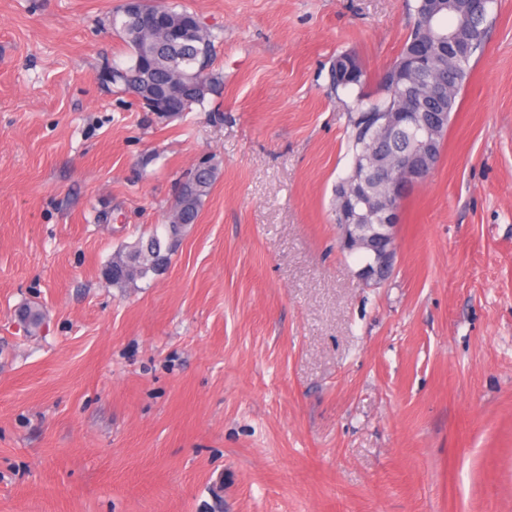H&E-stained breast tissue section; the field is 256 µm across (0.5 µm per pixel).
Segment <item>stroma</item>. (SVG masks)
I'll use <instances>...</instances> for the list:
<instances>
[{"instance_id":"1","label":"stroma","mask_w":512,"mask_h":512,"mask_svg":"<svg viewBox=\"0 0 512 512\" xmlns=\"http://www.w3.org/2000/svg\"><path fill=\"white\" fill-rule=\"evenodd\" d=\"M147 2L216 33L204 106L104 81L124 0H0V512H512V0L378 286L338 248L330 70L376 82L407 0ZM154 233L164 269L104 278ZM211 180L210 171L203 168L198 170L195 177L184 186L177 204L178 218L172 222V228L178 224H191L195 221L202 197L205 196Z\"/></svg>"}]
</instances>
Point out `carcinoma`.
Returning <instances> with one entry per match:
<instances>
[{
    "mask_svg": "<svg viewBox=\"0 0 512 512\" xmlns=\"http://www.w3.org/2000/svg\"><path fill=\"white\" fill-rule=\"evenodd\" d=\"M430 0H416L413 23L404 42L400 55H408L409 45L420 37L425 27H430L434 38L454 32L468 40L469 54L460 58L453 54L443 56L445 50L433 45L435 54L429 67L422 69L425 80L433 90L441 94L436 109L452 112L457 106L460 93L471 71V61L482 53L488 30V12L483 10L480 0H468L448 8L443 0L436 14L427 18ZM147 12L160 11L162 15L152 30L141 29L136 20L120 12L112 18V27L122 34L131 55L130 64L125 67H112L105 73V80L112 84L129 87L130 78L139 79L137 94L146 100V89L183 83L191 86L190 92L177 105L176 111L189 112L195 106H202L212 94L220 77L210 70L217 35L210 30L195 25L194 14L175 6H142ZM331 86L334 92L345 99L341 104L347 112L346 137L352 154L356 155L370 148V137L379 121L381 113L394 109L396 98L390 92L375 86L366 90V73L357 69L356 76L344 77L342 73L331 72ZM211 184V173L203 168L187 183L179 197L176 221L172 225L191 224L198 216L202 197ZM168 259L161 239L153 234L147 240H138L130 249L118 254L115 263L127 267L110 282L122 285L137 278H144L150 272L163 267Z\"/></svg>",
    "mask_w": 512,
    "mask_h": 512,
    "instance_id": "obj_1",
    "label": "carcinoma"
}]
</instances>
